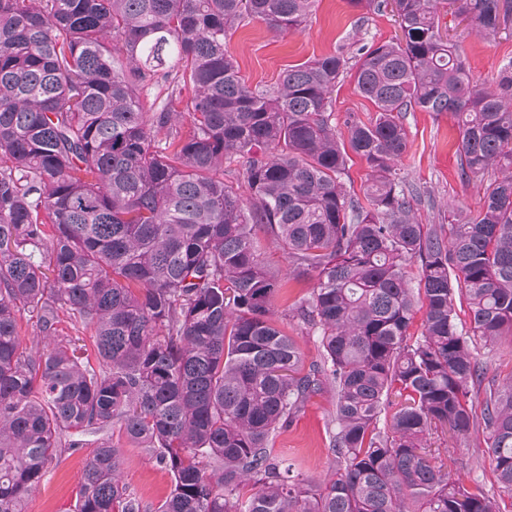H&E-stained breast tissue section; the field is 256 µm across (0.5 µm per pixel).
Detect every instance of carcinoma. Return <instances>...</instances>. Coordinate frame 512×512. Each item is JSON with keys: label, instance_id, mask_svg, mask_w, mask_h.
<instances>
[{"label": "carcinoma", "instance_id": "cac0c4a2", "mask_svg": "<svg viewBox=\"0 0 512 512\" xmlns=\"http://www.w3.org/2000/svg\"><path fill=\"white\" fill-rule=\"evenodd\" d=\"M315 2L0 0V512H24L87 433L103 437L76 512H144L115 426L172 476L155 512H509L512 373L487 377L477 350L512 341V59L474 79L439 14L495 37L512 0H391L400 37L248 86L229 31H299ZM350 69L374 115L348 116L345 141L332 94ZM158 79L170 92L150 116ZM416 110L456 117L461 180L482 189L448 225L420 223L395 169ZM350 150L369 168L361 197L342 182ZM258 225L315 281L291 309L319 336L307 369L273 319ZM325 386L333 469L313 486L268 442ZM438 427L486 434L497 490L444 470Z\"/></svg>", "mask_w": 512, "mask_h": 512}]
</instances>
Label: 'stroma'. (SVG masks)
Listing matches in <instances>:
<instances>
[{"instance_id": "stroma-1", "label": "stroma", "mask_w": 512, "mask_h": 512, "mask_svg": "<svg viewBox=\"0 0 512 512\" xmlns=\"http://www.w3.org/2000/svg\"><path fill=\"white\" fill-rule=\"evenodd\" d=\"M450 38L461 40L466 64L479 79L496 74L505 60L512 58V35L485 39L468 34L463 23L452 16L441 18ZM398 32L391 12L369 14L360 20L359 12L348 0H317L303 30L276 34L258 20L243 22L228 38L241 75L260 89H275L281 74L289 66L335 51L354 56L361 47L391 40ZM371 103L358 95L351 79H344L334 95L333 123L338 135H345L344 120L354 115L368 120ZM409 133V150L398 165V174L406 184L420 188L423 197L417 206L424 224H444L451 208H477L479 190L475 184L461 181L455 142L458 129L450 114L409 112L403 118ZM254 238L266 262L284 274L281 292L275 302L278 326L292 336L304 363L318 360L319 340L315 333L296 321L285 318L292 305L309 297L312 284L304 278L288 276V261L264 227L254 229ZM336 394L331 389L310 396L292 425L275 432L269 441L274 454L297 464L311 484H321L330 471L328 451L330 420L335 411ZM432 443L440 451L453 477L465 483L495 485L487 447L482 435L459 437L452 433L435 434ZM94 450L93 444L65 452L50 466L48 473L29 495L27 512H74L83 465ZM124 478L143 506L158 507L171 493L170 473L151 460L141 448L122 444Z\"/></svg>"}]
</instances>
